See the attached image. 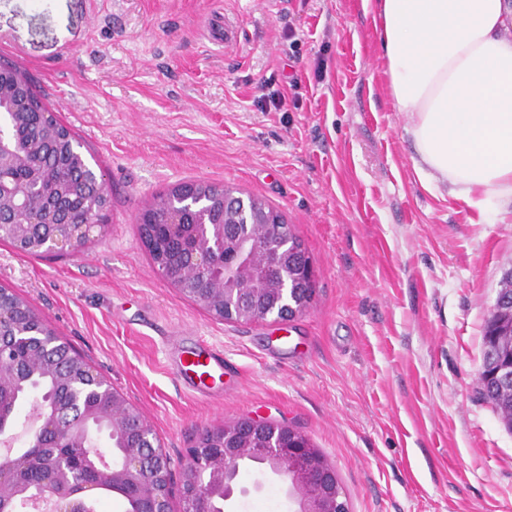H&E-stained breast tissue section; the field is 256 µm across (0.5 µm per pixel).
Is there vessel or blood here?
<instances>
[{
	"mask_svg": "<svg viewBox=\"0 0 512 512\" xmlns=\"http://www.w3.org/2000/svg\"><path fill=\"white\" fill-rule=\"evenodd\" d=\"M176 383L185 389L206 393L224 377L222 349L201 345L176 348L170 362Z\"/></svg>",
	"mask_w": 512,
	"mask_h": 512,
	"instance_id": "obj_1",
	"label": "vessel or blood"
}]
</instances>
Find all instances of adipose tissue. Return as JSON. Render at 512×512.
<instances>
[{"mask_svg": "<svg viewBox=\"0 0 512 512\" xmlns=\"http://www.w3.org/2000/svg\"><path fill=\"white\" fill-rule=\"evenodd\" d=\"M423 185L512 206V0H365Z\"/></svg>", "mask_w": 512, "mask_h": 512, "instance_id": "obj_1", "label": "adipose tissue"}]
</instances>
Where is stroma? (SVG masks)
<instances>
[{
    "mask_svg": "<svg viewBox=\"0 0 512 512\" xmlns=\"http://www.w3.org/2000/svg\"><path fill=\"white\" fill-rule=\"evenodd\" d=\"M228 37H221L220 28ZM0 61L26 72L108 190L78 253L0 241V286L150 421L181 462L206 428L298 429L351 512H512V431L476 392L512 223L418 178L363 0H0ZM300 79L302 107L265 95ZM205 180L279 211L315 294L286 325L210 316L153 266L154 196ZM224 349V398L173 380L175 335ZM231 512H289L241 469Z\"/></svg>",
    "mask_w": 512,
    "mask_h": 512,
    "instance_id": "obj_1",
    "label": "stroma"
}]
</instances>
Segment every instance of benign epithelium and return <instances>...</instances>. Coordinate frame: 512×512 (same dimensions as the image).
Returning a JSON list of instances; mask_svg holds the SVG:
<instances>
[{
  "label": "benign epithelium",
  "mask_w": 512,
  "mask_h": 512,
  "mask_svg": "<svg viewBox=\"0 0 512 512\" xmlns=\"http://www.w3.org/2000/svg\"><path fill=\"white\" fill-rule=\"evenodd\" d=\"M185 205L197 212V231L188 235L177 224L162 225L164 234L185 243L190 262L202 274L214 276L222 283L223 304L215 306L202 289L194 301L226 322L257 323L271 319L288 321L303 312L293 299L291 283L294 273L288 268V225L275 218L269 225L272 243L259 252L255 235L256 209L251 201L236 192H224V223L211 224L206 214L192 200ZM99 212L92 220L79 225V235L50 233L41 243L48 251H75L98 227ZM498 318L492 340L497 349L491 352L487 378L495 381L512 398V297H496ZM32 415L24 431L27 445L37 443L40 433L50 427L65 435L86 434L93 448L88 458L98 480L121 483L135 481L150 474L151 483L141 490L140 506L134 512H172L173 491L170 489V458L155 446L154 430L142 414L130 406L117 392H112V411L119 422L112 423V436L131 442L132 451L124 466L112 463V449L99 448L95 442L97 421L82 414L81 407L71 404L67 412L59 411L36 394ZM13 421H0V482L9 478L20 463L13 452L17 441ZM278 476L287 486L293 512H350L347 497L339 490L335 468L299 431L263 419H243L233 424L207 429L182 460L179 494L182 512H210V504L220 498L229 501L235 492L240 466L250 454ZM55 483L48 485L32 502L46 504L45 512H87V503L97 487L72 491L78 484L77 474L67 467H54Z\"/></svg>",
  "instance_id": "1"
}]
</instances>
